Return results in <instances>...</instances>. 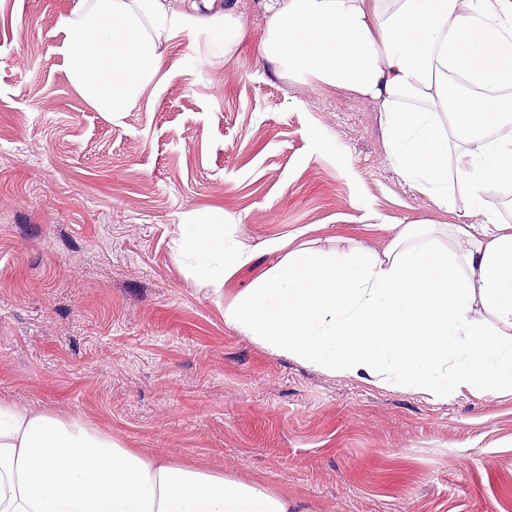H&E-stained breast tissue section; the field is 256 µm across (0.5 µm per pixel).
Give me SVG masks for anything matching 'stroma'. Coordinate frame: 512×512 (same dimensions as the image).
<instances>
[{
    "mask_svg": "<svg viewBox=\"0 0 512 512\" xmlns=\"http://www.w3.org/2000/svg\"><path fill=\"white\" fill-rule=\"evenodd\" d=\"M75 3L0 0V397L316 512H512V395L435 403L277 356L172 252L213 208L254 245L462 223L389 167L373 105L273 77L258 34L224 60L196 33L153 111H96L66 70Z\"/></svg>",
    "mask_w": 512,
    "mask_h": 512,
    "instance_id": "stroma-1",
    "label": "stroma"
}]
</instances>
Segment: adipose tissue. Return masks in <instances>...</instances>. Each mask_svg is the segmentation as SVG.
<instances>
[{
  "instance_id": "obj_1",
  "label": "adipose tissue",
  "mask_w": 512,
  "mask_h": 512,
  "mask_svg": "<svg viewBox=\"0 0 512 512\" xmlns=\"http://www.w3.org/2000/svg\"><path fill=\"white\" fill-rule=\"evenodd\" d=\"M77 0L69 78L96 110L152 111L169 48L203 30L232 58L252 28L274 76L377 106L387 159L461 224H395L381 247L253 246L221 211L173 241L224 321L322 372L448 403L512 394V0ZM279 261L231 296L257 252ZM0 512H312L256 480L127 447L0 399Z\"/></svg>"
}]
</instances>
